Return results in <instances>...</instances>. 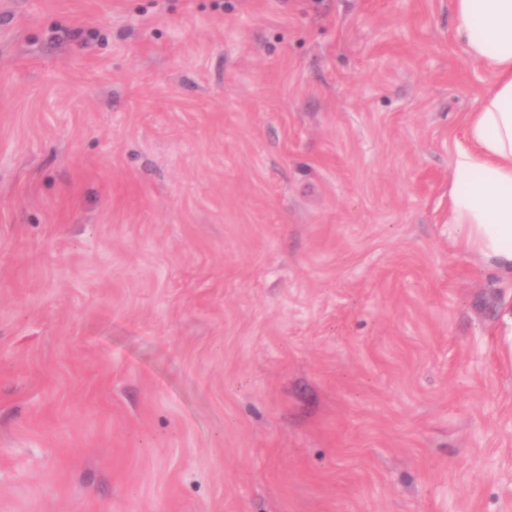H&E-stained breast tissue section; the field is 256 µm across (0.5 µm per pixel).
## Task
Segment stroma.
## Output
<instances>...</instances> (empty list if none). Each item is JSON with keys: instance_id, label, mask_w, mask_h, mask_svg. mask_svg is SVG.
I'll return each instance as SVG.
<instances>
[{"instance_id": "obj_1", "label": "stroma", "mask_w": 512, "mask_h": 512, "mask_svg": "<svg viewBox=\"0 0 512 512\" xmlns=\"http://www.w3.org/2000/svg\"><path fill=\"white\" fill-rule=\"evenodd\" d=\"M453 0H0V512H512V281L454 245Z\"/></svg>"}]
</instances>
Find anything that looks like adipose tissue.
I'll use <instances>...</instances> for the list:
<instances>
[{"label":"adipose tissue","mask_w":512,"mask_h":512,"mask_svg":"<svg viewBox=\"0 0 512 512\" xmlns=\"http://www.w3.org/2000/svg\"><path fill=\"white\" fill-rule=\"evenodd\" d=\"M453 7L459 38L494 84L463 126L448 225L463 251L512 279V0H453Z\"/></svg>","instance_id":"adipose-tissue-1"}]
</instances>
